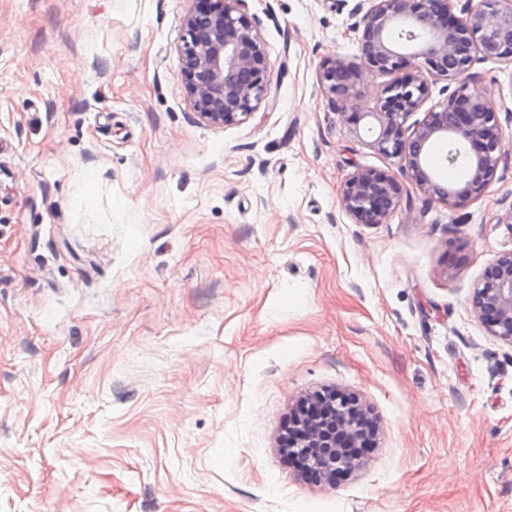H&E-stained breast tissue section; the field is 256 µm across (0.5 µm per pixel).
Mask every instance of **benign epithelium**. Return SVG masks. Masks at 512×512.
<instances>
[{
    "label": "benign epithelium",
    "instance_id": "1",
    "mask_svg": "<svg viewBox=\"0 0 512 512\" xmlns=\"http://www.w3.org/2000/svg\"><path fill=\"white\" fill-rule=\"evenodd\" d=\"M183 18L181 47L185 93L199 121L213 128L239 125L269 98V60L244 0H192ZM363 0L356 61L325 59L318 80L349 131L374 122L369 146L404 171L433 201L460 207L485 193L506 154L498 112L487 98L467 92L473 64H512V0ZM395 78L381 91L376 112H350L361 69ZM458 84L456 91L412 125L409 117L430 94V78ZM437 140L448 143L445 161L464 162L466 178L446 183L428 162ZM395 175L357 167L341 186L344 211L355 224H381L399 206ZM473 313L489 335L512 346V250L498 252L472 285ZM376 424L360 400L335 390L309 395L288 420L283 451L319 481L334 484L359 468Z\"/></svg>",
    "mask_w": 512,
    "mask_h": 512
}]
</instances>
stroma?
Instances as JSON below:
<instances>
[{"label":"stroma","instance_id":"35a3bbf8","mask_svg":"<svg viewBox=\"0 0 512 512\" xmlns=\"http://www.w3.org/2000/svg\"><path fill=\"white\" fill-rule=\"evenodd\" d=\"M190 0H0V512H512V346L469 290L512 249V65L480 62L508 149L452 208L402 176L353 223L351 136L317 79L342 0H244L271 103L201 123ZM355 395L364 464L281 450L306 395Z\"/></svg>","mask_w":512,"mask_h":512}]
</instances>
